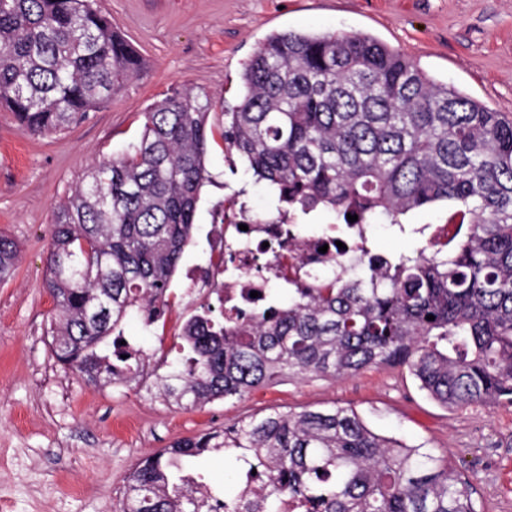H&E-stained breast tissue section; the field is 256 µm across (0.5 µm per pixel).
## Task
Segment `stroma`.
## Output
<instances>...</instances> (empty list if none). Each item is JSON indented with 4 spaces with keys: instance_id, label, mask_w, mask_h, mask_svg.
Listing matches in <instances>:
<instances>
[{
    "instance_id": "1",
    "label": "stroma",
    "mask_w": 512,
    "mask_h": 512,
    "mask_svg": "<svg viewBox=\"0 0 512 512\" xmlns=\"http://www.w3.org/2000/svg\"><path fill=\"white\" fill-rule=\"evenodd\" d=\"M145 61L108 104L66 131L34 135L0 108V233L20 246L0 283V504L5 512H120L126 480L142 458L175 440L272 411L352 406L375 431L448 457L474 487L478 512H512V406L449 409L399 366L341 380L283 379L242 398L195 409L170 405L155 383L193 312L171 299L165 325L123 324L150 373L106 387L87 384L55 359L46 335L55 313L43 287L55 207L87 170L121 155L155 99L190 89L211 101L207 168L196 231L181 267L203 263L206 233L237 200L277 209L220 132L240 98V76L275 32L363 33L400 50L437 81L512 113V0H97Z\"/></svg>"
}]
</instances>
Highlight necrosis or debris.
<instances>
[{
    "mask_svg": "<svg viewBox=\"0 0 512 512\" xmlns=\"http://www.w3.org/2000/svg\"><path fill=\"white\" fill-rule=\"evenodd\" d=\"M369 230L366 224H340L327 237L290 232L281 219L257 213L240 201L232 216L209 226L206 262L186 268L189 296L223 300L228 311L257 307L256 293L325 274L357 255Z\"/></svg>",
    "mask_w": 512,
    "mask_h": 512,
    "instance_id": "obj_1",
    "label": "necrosis or debris"
}]
</instances>
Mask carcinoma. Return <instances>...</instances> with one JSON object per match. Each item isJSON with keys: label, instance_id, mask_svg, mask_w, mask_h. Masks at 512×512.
I'll use <instances>...</instances> for the list:
<instances>
[{"label": "carcinoma", "instance_id": "carcinoma-1", "mask_svg": "<svg viewBox=\"0 0 512 512\" xmlns=\"http://www.w3.org/2000/svg\"><path fill=\"white\" fill-rule=\"evenodd\" d=\"M144 63L93 0H0V107L34 135L98 111ZM224 111L229 149L294 219L402 225L448 207V247L387 256L362 248L324 283L288 289L254 313L206 304L178 329L156 383L197 408L282 378H345L405 367L436 403L512 405V116L432 81L400 50L361 33L269 36ZM209 102L191 90L143 112L139 142L94 165L54 213L44 287L57 361L101 386L132 381L144 355L125 340L132 311L163 320L195 231ZM18 245L0 235V281ZM434 319L429 320L427 316ZM236 463L229 495L192 467ZM261 512L284 498L306 512H477L469 480L445 456L372 430L350 406L274 411L177 440L140 459L121 512Z\"/></svg>", "mask_w": 512, "mask_h": 512}]
</instances>
